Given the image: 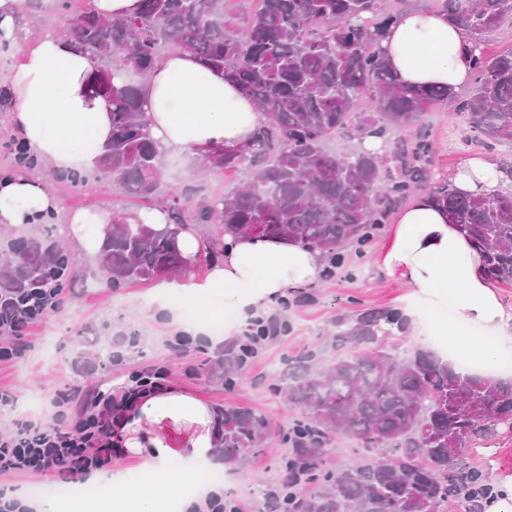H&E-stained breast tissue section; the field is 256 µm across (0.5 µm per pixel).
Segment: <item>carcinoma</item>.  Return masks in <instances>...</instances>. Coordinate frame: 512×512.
Here are the masks:
<instances>
[{
    "instance_id": "obj_1",
    "label": "carcinoma",
    "mask_w": 512,
    "mask_h": 512,
    "mask_svg": "<svg viewBox=\"0 0 512 512\" xmlns=\"http://www.w3.org/2000/svg\"><path fill=\"white\" fill-rule=\"evenodd\" d=\"M226 0H140L129 18H104L90 7L63 0L65 35L91 49V90L112 102V136L103 144L98 170L127 193L154 198L161 179V145L144 122L139 84L171 46L224 71L253 99L268 123L245 152L226 154L207 168L253 172L230 196L203 198L192 210L171 193L159 207L168 224L156 229L124 212L107 225L99 253L103 286L149 281L186 266L172 236L184 225L209 227L204 250L211 262L229 237L255 224L261 235L291 238L321 251L334 272L349 246L369 245L389 216L429 180L431 142L420 124L435 102H447L468 121L466 141L492 150L512 143V50L491 56L486 36L512 0H441L448 19L474 45L473 86L460 96L448 89L398 84L383 58L385 29L407 10L409 0L387 10L383 0H259L253 12L230 17ZM376 93L374 108L359 110L362 93ZM353 130L359 140H385L394 130L409 135L389 150L331 153L334 135ZM433 202L483 257L487 276L512 285V192L478 196L439 181ZM16 258L0 267V302L11 303L28 288L46 287L59 268L73 272L67 251L49 235L14 241ZM402 314L368 308L336 318V346L365 352L321 364L310 350L284 360L279 389L302 413L288 426L291 452L281 461L278 493L261 491L263 512H440L450 500L471 502L486 490V476L469 466L459 449L512 428V383L462 374L434 354L399 359L384 345L406 331ZM255 354V347L224 349V385ZM224 464L262 447L271 435L267 416L226 405L222 413ZM346 434L372 458L336 471L323 458L336 436Z\"/></svg>"
}]
</instances>
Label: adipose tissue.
<instances>
[{
  "label": "adipose tissue",
  "instance_id": "obj_1",
  "mask_svg": "<svg viewBox=\"0 0 512 512\" xmlns=\"http://www.w3.org/2000/svg\"><path fill=\"white\" fill-rule=\"evenodd\" d=\"M22 0H0V39L30 42L23 62L12 72L11 112L30 148L57 168H90L111 133V102L92 95L91 56L57 30L30 36L20 9ZM383 55L403 85L459 88L470 77L474 45L466 32L439 10L415 8L390 25L381 41ZM145 119L163 147L201 155L215 148L238 149L267 121L265 112L231 76L206 69L195 57L174 52L159 59L141 86ZM456 187L469 194L498 191L495 168L480 158L466 161L455 174ZM64 214L60 200L40 177L0 182V224L22 227L49 215ZM108 209L88 208L64 214V232L75 249L97 253L105 235ZM423 299L429 311L452 306L448 325L432 330L452 339L453 352L476 356L479 374L497 369L496 347L482 344L477 333L512 341V307L504 306L483 271L481 256L449 224L428 193L414 195L399 212L380 259ZM324 266L320 252L299 244L254 236L229 240L222 257L204 278L187 277L172 287L189 297L199 311L196 333L207 334L214 313L211 301L250 317L288 292L316 281ZM221 438L220 417L210 403L191 391L170 386L142 395L122 413L114 443L135 461L158 492L146 497L127 490L124 475L107 474L119 487L111 501L91 504L51 500L33 502V512H171L172 502L189 508L210 494L193 485L199 466L212 464ZM183 460L172 473V458Z\"/></svg>",
  "mask_w": 512,
  "mask_h": 512
}]
</instances>
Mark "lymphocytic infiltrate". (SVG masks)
I'll list each match as a JSON object with an SVG mask.
<instances>
[{
    "label": "lymphocytic infiltrate",
    "instance_id": "obj_1",
    "mask_svg": "<svg viewBox=\"0 0 512 512\" xmlns=\"http://www.w3.org/2000/svg\"><path fill=\"white\" fill-rule=\"evenodd\" d=\"M61 286L33 294L20 309H0V361L10 360L25 345L29 327L59 308ZM164 369L130 374L127 383L106 394L88 386L92 413L76 411L68 392H57L51 407L53 421H17L14 432L0 435V477L54 471L61 478H88L112 462V427L130 401L163 387Z\"/></svg>",
    "mask_w": 512,
    "mask_h": 512
}]
</instances>
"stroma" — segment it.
I'll return each mask as SVG.
<instances>
[{
	"instance_id": "obj_1",
	"label": "stroma",
	"mask_w": 512,
	"mask_h": 512,
	"mask_svg": "<svg viewBox=\"0 0 512 512\" xmlns=\"http://www.w3.org/2000/svg\"><path fill=\"white\" fill-rule=\"evenodd\" d=\"M423 123L433 148L432 179H451L460 164L471 157L493 164L512 161L510 144L493 151L477 143L466 144V122L463 117L450 115L446 104L431 107L424 114ZM36 171L70 211L97 203L119 211L142 212L147 207L145 200L112 186L97 171L89 172L77 184L56 181L55 167L44 161ZM251 178L246 169L201 170L198 156L186 151L167 150L162 155L161 189L165 192L190 185L201 197L225 195ZM389 235L385 228L365 250L349 248L346 271L318 278L306 290H294L286 301L271 305V313L287 320L288 333L264 342L229 387L224 384L220 362L224 347L195 334L198 313L189 300L170 293L167 311L152 319L144 318L140 310L163 285V278L115 289L101 288L95 283L97 257L74 253V277L64 290L60 308L31 326L28 349L0 363V388L11 389L16 395L12 410L0 414V434L11 431L12 419L18 415L51 423V401L58 391L73 393L76 406L81 408L85 402L79 390L84 382L108 392L120 386L130 373L156 365L166 368L167 384L193 391L216 409H223L228 403L251 408L265 413L275 429L287 428L297 412L273 389L283 358L313 347L329 348L334 322L341 314L369 307H405L408 287L378 263ZM179 336L184 339L180 346L175 343ZM117 342L122 345V361L103 364L99 351ZM288 451L287 444L277 437L270 447L254 451L226 470L222 480L225 497L242 501L246 512H258L257 490L279 482V460ZM466 456L471 466L488 479L512 473V430L499 429L485 453L470 450Z\"/></svg>"
}]
</instances>
